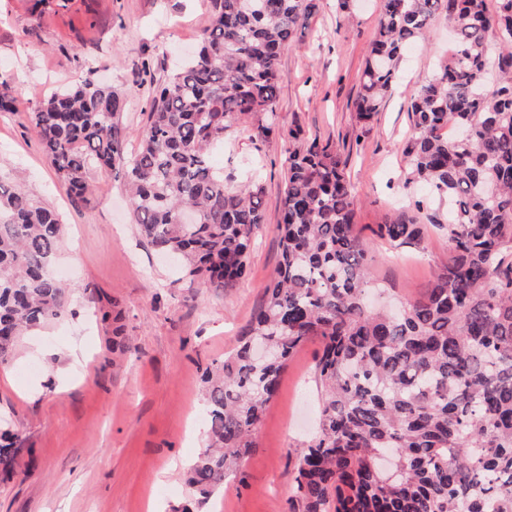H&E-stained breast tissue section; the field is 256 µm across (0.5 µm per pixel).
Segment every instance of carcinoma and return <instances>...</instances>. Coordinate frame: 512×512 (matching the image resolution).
Here are the masks:
<instances>
[{
	"mask_svg": "<svg viewBox=\"0 0 512 512\" xmlns=\"http://www.w3.org/2000/svg\"><path fill=\"white\" fill-rule=\"evenodd\" d=\"M318 0H211L195 55L152 95L137 149L118 130L128 95L82 80L44 97L29 123L69 194L91 168L123 171L141 234L178 256L184 276L229 288L264 223L263 187L224 186L210 149L240 123L274 114L283 49ZM446 13L448 57L414 96L402 145L405 183L448 201V262L396 313L369 307L368 244L337 150L288 151L277 229L281 257L264 305L237 348L204 373L205 449L185 471L199 512L256 448L264 411L295 350L322 344L316 435L294 459L289 512H512V0H383L356 101L370 123L399 78L408 43ZM416 214L379 224L416 245ZM191 209L197 223L182 224ZM59 215L0 169V365L26 331L65 317L55 273ZM269 346L255 360L252 343ZM14 434L0 423V472L14 471Z\"/></svg>",
	"mask_w": 512,
	"mask_h": 512,
	"instance_id": "cac0c4a2",
	"label": "carcinoma"
}]
</instances>
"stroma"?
I'll use <instances>...</instances> for the list:
<instances>
[{"instance_id": "obj_1", "label": "stroma", "mask_w": 512, "mask_h": 512, "mask_svg": "<svg viewBox=\"0 0 512 512\" xmlns=\"http://www.w3.org/2000/svg\"><path fill=\"white\" fill-rule=\"evenodd\" d=\"M382 0H363L348 17L320 0L309 27L281 55L276 126L336 146L358 199L357 229L370 241L376 287L395 300L420 296L450 253L441 224L447 202L429 201L419 247L374 240L376 225L427 199L404 189L409 106L448 45V17L428 40L414 39L401 78L366 126L355 101ZM211 19L210 0H0V83L14 102L0 114V167L20 171L30 193L56 207L64 233L56 270L68 312L22 336L0 366V420L19 447L15 473L0 480V512H172L190 499L184 470L203 446V372L237 345L264 299L280 258L279 221L288 142L233 128L211 153L231 188L259 173L265 222L249 272L216 290L190 282L132 221L121 171L91 169L92 192L71 198L45 157L28 114L48 92L90 79L129 95L120 126L127 151L147 119L153 78L164 82ZM313 338L289 359L266 409L257 447L227 475L207 512H288L293 462L316 427Z\"/></svg>"}]
</instances>
